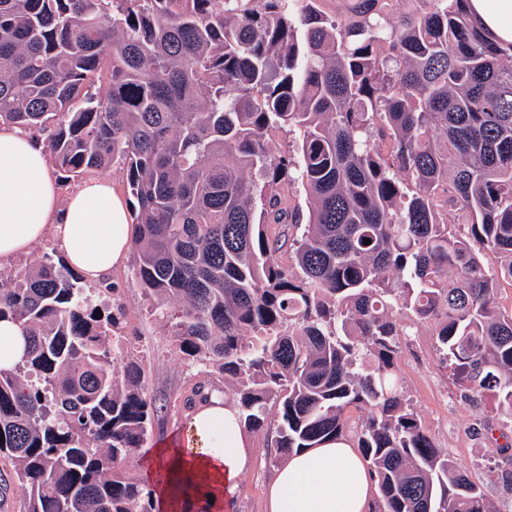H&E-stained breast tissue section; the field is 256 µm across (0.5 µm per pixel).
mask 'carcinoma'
Returning <instances> with one entry per match:
<instances>
[{"mask_svg":"<svg viewBox=\"0 0 512 512\" xmlns=\"http://www.w3.org/2000/svg\"><path fill=\"white\" fill-rule=\"evenodd\" d=\"M317 2L0 0V126L45 136L64 183L123 164L139 286L246 429L289 456L356 411L374 512H496L405 406L394 310L512 417V50L468 0H365L345 23ZM100 295L46 253L0 271V320L27 331L0 366L26 512H153L122 466L158 408L137 358L111 368Z\"/></svg>","mask_w":512,"mask_h":512,"instance_id":"carcinoma-1","label":"carcinoma"}]
</instances>
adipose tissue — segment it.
<instances>
[{"label":"adipose tissue","instance_id":"adipose-tissue-1","mask_svg":"<svg viewBox=\"0 0 512 512\" xmlns=\"http://www.w3.org/2000/svg\"><path fill=\"white\" fill-rule=\"evenodd\" d=\"M473 22L512 46V0H468ZM85 281L106 282L131 246L129 210L107 179L60 197L44 148L27 131L0 128V263L30 254L47 237ZM250 436L219 393L196 406L176 440L158 444L144 471L154 512H226L249 466ZM266 512H374L373 479L357 451L330 442L292 455L269 487Z\"/></svg>","mask_w":512,"mask_h":512}]
</instances>
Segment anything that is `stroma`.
I'll return each mask as SVG.
<instances>
[{
  "label": "stroma",
  "mask_w": 512,
  "mask_h": 512,
  "mask_svg": "<svg viewBox=\"0 0 512 512\" xmlns=\"http://www.w3.org/2000/svg\"><path fill=\"white\" fill-rule=\"evenodd\" d=\"M106 301L121 309L119 331L134 347L145 368L149 394L164 410L145 439L152 448L173 438L185 421L184 401L196 382L233 398L231 382L211 367L185 360L176 347L169 323L154 313L137 286L133 260L113 271ZM397 372L405 400L435 444L483 490L498 512H512V478L501 474V458L491 439L502 417L491 396L457 386L442 359L429 325L412 327L402 337ZM250 464L239 481L230 512H265V491L284 459L265 433L250 435Z\"/></svg>",
  "instance_id": "obj_1"
}]
</instances>
